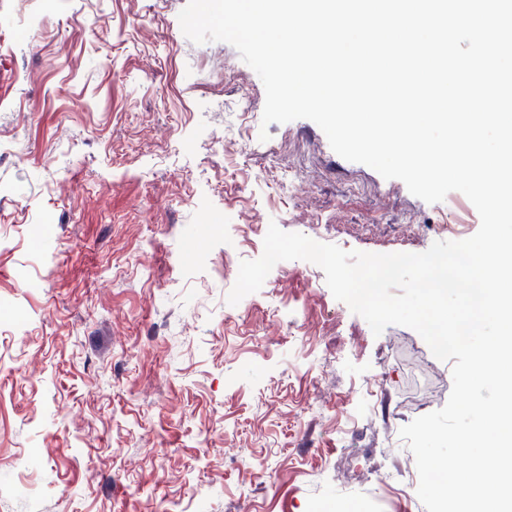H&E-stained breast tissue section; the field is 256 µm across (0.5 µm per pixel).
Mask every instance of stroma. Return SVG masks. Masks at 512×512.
<instances>
[{"instance_id":"1","label":"stroma","mask_w":512,"mask_h":512,"mask_svg":"<svg viewBox=\"0 0 512 512\" xmlns=\"http://www.w3.org/2000/svg\"><path fill=\"white\" fill-rule=\"evenodd\" d=\"M187 3L0 0V512H426L391 487L418 476L399 431L452 362L304 260L227 295L272 222L421 253L479 214L311 120L263 125L259 76L185 37Z\"/></svg>"}]
</instances>
